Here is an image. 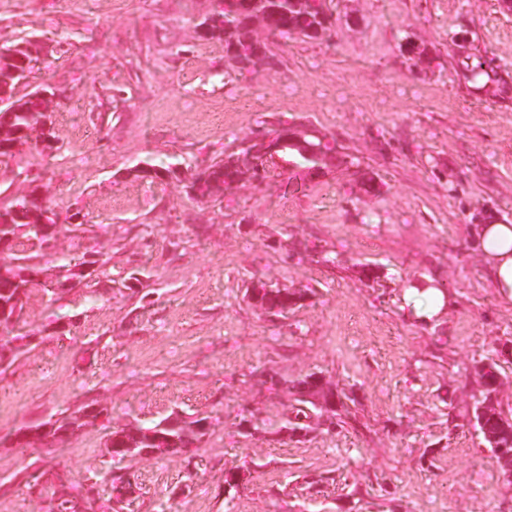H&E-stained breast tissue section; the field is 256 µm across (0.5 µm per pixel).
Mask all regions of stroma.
Wrapping results in <instances>:
<instances>
[{"label": "stroma", "instance_id": "obj_1", "mask_svg": "<svg viewBox=\"0 0 512 512\" xmlns=\"http://www.w3.org/2000/svg\"><path fill=\"white\" fill-rule=\"evenodd\" d=\"M334 3L324 40L271 39L278 68L241 72L198 36L217 0H0V49L38 50L17 95L58 92L54 150L0 158V205L38 187L63 226L52 253L97 260L56 296L31 289L13 328L42 337L0 373V512H57L67 497L103 512L77 493L116 476L138 486L123 512H512L472 423L475 368L512 341V303L479 247L482 225H512V12ZM416 47L434 65H412ZM473 54L493 78H471ZM283 122L348 163L303 193L282 162L219 200L188 194L191 173ZM152 164L170 175L138 178ZM259 280L306 296L263 314L244 296ZM428 281L446 304L424 321L406 291ZM268 368L318 374L346 430L243 433L293 402L268 390ZM88 405L111 418L15 447L19 428ZM174 411L211 422L186 455L107 454L113 426ZM243 464L226 498L224 474Z\"/></svg>", "mask_w": 512, "mask_h": 512}]
</instances>
